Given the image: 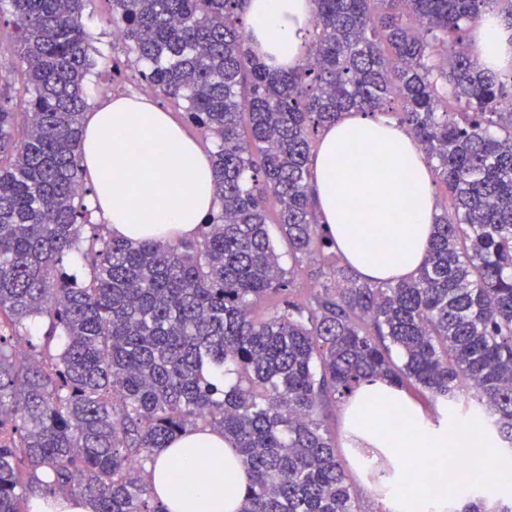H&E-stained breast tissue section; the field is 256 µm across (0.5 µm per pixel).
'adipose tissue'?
<instances>
[{
    "label": "adipose tissue",
    "instance_id": "adipose-tissue-1",
    "mask_svg": "<svg viewBox=\"0 0 512 512\" xmlns=\"http://www.w3.org/2000/svg\"><path fill=\"white\" fill-rule=\"evenodd\" d=\"M313 0H251L252 46L272 65L295 67L309 40ZM472 49L492 71L512 68V31L492 12L471 33ZM82 164L93 188L97 222L132 242L196 234L216 206L212 163L181 125L151 97H107L87 112ZM314 188L322 222L338 249L362 276L405 280L425 260L437 199L433 174L417 141L382 114L344 113L322 134L314 162ZM394 405L413 422L396 430L376 415ZM346 417L372 415L362 436L389 454L444 448L449 438L467 445L471 429L430 425L420 407L386 380L363 385L345 405ZM224 453V472H203L200 459ZM437 487L400 479L391 497L398 512H444L448 468L438 465ZM250 477L220 431L198 427L180 434L149 468L151 496L164 512H238Z\"/></svg>",
    "mask_w": 512,
    "mask_h": 512
}]
</instances>
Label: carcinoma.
I'll use <instances>...</instances> for the list:
<instances>
[{
  "label": "carcinoma",
  "instance_id": "1",
  "mask_svg": "<svg viewBox=\"0 0 512 512\" xmlns=\"http://www.w3.org/2000/svg\"><path fill=\"white\" fill-rule=\"evenodd\" d=\"M87 2L0 0L29 95L15 112L0 88V512L38 495L163 512L146 464L200 424L250 472L240 512H362L320 409L375 378L512 452V74L465 39L499 4L512 27V0H314L296 68L251 52L249 0H110L125 48L112 73L183 102L217 145L218 208L199 233L138 243L85 203ZM377 111L416 138L450 199L407 281L357 278L310 184L321 130ZM305 260L319 267L302 290ZM492 495L461 512H512V470Z\"/></svg>",
  "mask_w": 512,
  "mask_h": 512
}]
</instances>
